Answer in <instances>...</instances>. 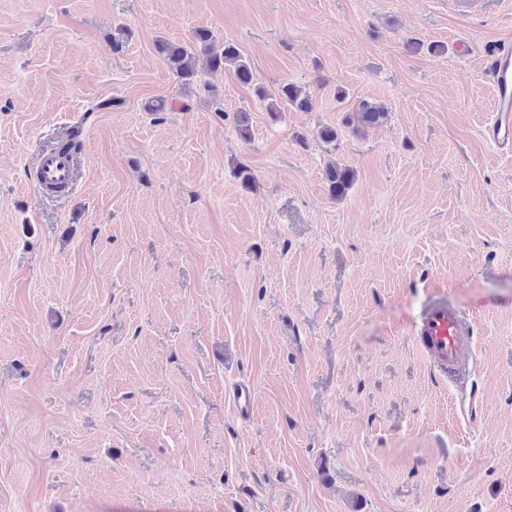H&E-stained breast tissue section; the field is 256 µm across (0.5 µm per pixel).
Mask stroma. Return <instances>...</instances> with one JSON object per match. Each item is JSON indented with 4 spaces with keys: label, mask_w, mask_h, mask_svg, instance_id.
Returning <instances> with one entry per match:
<instances>
[{
    "label": "stroma",
    "mask_w": 512,
    "mask_h": 512,
    "mask_svg": "<svg viewBox=\"0 0 512 512\" xmlns=\"http://www.w3.org/2000/svg\"><path fill=\"white\" fill-rule=\"evenodd\" d=\"M199 28L253 85L180 84L155 43ZM507 38L512 0H0V512H512ZM288 82L312 111H266ZM76 125L70 194L37 192ZM438 293L457 382L416 345ZM486 75L495 88V103L483 127L484 138L494 146L512 148V43L503 42L496 49ZM387 112L382 104L363 102L355 112L357 126L369 127L379 124ZM324 178L330 195L336 200H341L351 189L356 175L350 167L336 163L325 168Z\"/></svg>",
    "instance_id": "obj_1"
}]
</instances>
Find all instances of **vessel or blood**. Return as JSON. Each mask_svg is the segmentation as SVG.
<instances>
[{
	"label": "vessel or blood",
	"instance_id": "vessel-or-blood-1",
	"mask_svg": "<svg viewBox=\"0 0 512 512\" xmlns=\"http://www.w3.org/2000/svg\"><path fill=\"white\" fill-rule=\"evenodd\" d=\"M486 74L495 88L492 113L483 127L484 138L494 146L512 148V43L505 42L496 49ZM76 171L73 157L42 150L34 172L35 185L46 191L55 185L71 184ZM416 336L427 358L441 371L461 372L469 360L461 336L463 325L457 311L446 302L431 303L418 325Z\"/></svg>",
	"mask_w": 512,
	"mask_h": 512
}]
</instances>
